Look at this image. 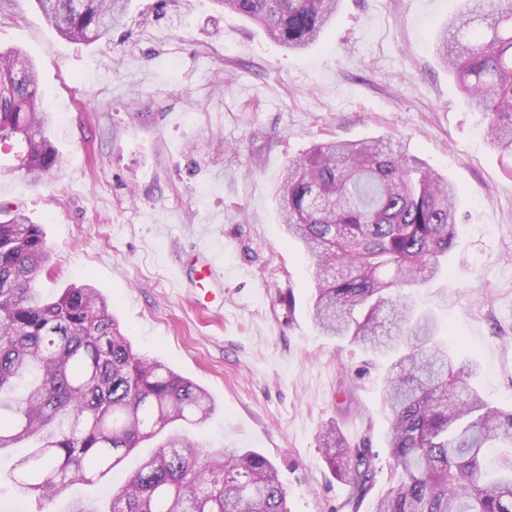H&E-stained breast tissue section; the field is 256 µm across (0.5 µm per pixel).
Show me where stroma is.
I'll list each match as a JSON object with an SVG mask.
<instances>
[{"label": "stroma", "mask_w": 512, "mask_h": 512, "mask_svg": "<svg viewBox=\"0 0 512 512\" xmlns=\"http://www.w3.org/2000/svg\"><path fill=\"white\" fill-rule=\"evenodd\" d=\"M463 0H341L327 35L289 52L212 0H131L96 44L71 42L35 0H0V47L35 62L64 155L34 183L0 173L50 251L39 286L89 282L142 356L213 397L206 437L279 470L289 512H335L348 486L317 436L385 447L387 363L323 335L315 281L281 230L289 161L330 139L403 138L461 190L448 271L410 293L482 396L512 407V176L436 53ZM224 265V307L196 308L178 278L193 244Z\"/></svg>", "instance_id": "obj_1"}]
</instances>
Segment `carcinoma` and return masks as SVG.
Segmentation results:
<instances>
[{"label":"carcinoma","mask_w":512,"mask_h":512,"mask_svg":"<svg viewBox=\"0 0 512 512\" xmlns=\"http://www.w3.org/2000/svg\"><path fill=\"white\" fill-rule=\"evenodd\" d=\"M130 0H37L66 39L95 43L121 25ZM276 43H316L340 0H214ZM448 21L438 54L512 173V0H471ZM35 65L0 49V147L9 172L34 181L62 167ZM282 226L305 248L317 288L312 320L330 336L391 358L381 411L389 487L373 512H512V408L471 384L476 368L448 353L436 318L406 290L446 271L457 188L400 140L331 141L289 162ZM0 221V454L23 447L11 481L43 503L95 485L140 445L178 425L97 512H288L273 463L201 439L208 393L134 352L89 284L55 297L35 287L49 261L42 226L24 210ZM327 467L350 486L335 512H359L380 473L371 440L351 445L331 422L318 436Z\"/></svg>","instance_id":"obj_1"}]
</instances>
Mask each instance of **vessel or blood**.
Instances as JSON below:
<instances>
[{
  "label": "vessel or blood",
  "instance_id": "vessel-or-blood-1",
  "mask_svg": "<svg viewBox=\"0 0 512 512\" xmlns=\"http://www.w3.org/2000/svg\"><path fill=\"white\" fill-rule=\"evenodd\" d=\"M179 273L182 287L192 293L198 308H223L224 267L208 248L197 246L188 252Z\"/></svg>",
  "mask_w": 512,
  "mask_h": 512
}]
</instances>
